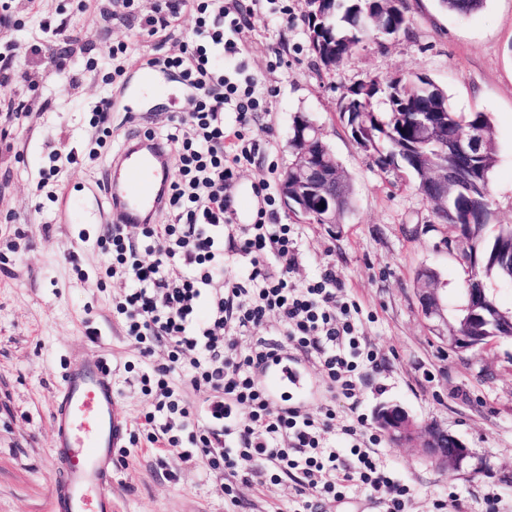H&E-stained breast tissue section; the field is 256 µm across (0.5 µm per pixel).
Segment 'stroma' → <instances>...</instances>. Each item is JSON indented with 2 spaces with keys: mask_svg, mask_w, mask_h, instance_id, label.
<instances>
[{
  "mask_svg": "<svg viewBox=\"0 0 512 512\" xmlns=\"http://www.w3.org/2000/svg\"><path fill=\"white\" fill-rule=\"evenodd\" d=\"M112 7L113 0H12V18L0 25V47H15L13 70L29 75L0 86V512H54L57 465L48 416L76 353L102 360L129 427L108 487L114 512H294L291 479L241 485L234 508L224 501L223 467L185 460L189 442L148 441L143 416L150 399L140 383L139 346L112 313L126 284L106 274L109 227L70 223L62 210L64 197L79 198L97 186L133 132L164 129L172 111L190 108V91L174 75L158 74L152 94L132 103L144 118L115 109L111 137L97 159L89 158L91 106L108 87L113 46L138 43L122 60L130 84L155 47L139 22L154 0H136V18L126 25L106 18ZM405 7L408 33L365 41L326 72L314 65L306 0H260L240 40L248 73L272 92L267 111L247 131L265 150L241 171L235 193H253L264 181L277 184L293 159L295 116L302 112L316 123L349 176L353 209L333 228L291 221L281 207L276 220L299 234L296 284L335 270L343 297L361 308L360 333L377 350L379 365L367 370L353 407L303 362L314 385L308 409L330 406L344 416L354 408L370 420L379 405L393 402L466 443L471 455L462 467L441 471L417 449L380 439L381 460L411 488L408 512H430L438 498L449 501L444 512H484L490 495L497 512H512V338L464 354L449 349L446 324L460 313L469 269L445 247L448 229L435 223L412 177L380 170L340 112L343 91L366 76L419 72L444 87L456 111L488 113L497 153L495 221L512 224V0H486L466 17L438 0H405ZM44 20L51 23L50 40L69 49L65 70L35 49ZM71 150L78 155L73 164L65 160ZM53 165L61 169L58 186L38 189L40 172ZM424 267L439 274L448 302L443 319L420 311L414 280Z\"/></svg>",
  "mask_w": 512,
  "mask_h": 512,
  "instance_id": "35a3bbf8",
  "label": "stroma"
}]
</instances>
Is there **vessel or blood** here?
<instances>
[{"mask_svg": "<svg viewBox=\"0 0 512 512\" xmlns=\"http://www.w3.org/2000/svg\"><path fill=\"white\" fill-rule=\"evenodd\" d=\"M103 181L110 209L74 204L77 222L111 215L123 224L156 219L169 181L165 150L136 135L107 166ZM52 451L59 462L56 506L59 512H112L106 491L115 451L124 447L127 426L119 418L112 383L101 362L82 358L65 375L61 399L50 415Z\"/></svg>", "mask_w": 512, "mask_h": 512, "instance_id": "1", "label": "vessel or blood"}]
</instances>
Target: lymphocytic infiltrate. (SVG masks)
<instances>
[{"label": "lymphocytic infiltrate", "mask_w": 512, "mask_h": 512, "mask_svg": "<svg viewBox=\"0 0 512 512\" xmlns=\"http://www.w3.org/2000/svg\"><path fill=\"white\" fill-rule=\"evenodd\" d=\"M193 14L192 34L178 52L152 53L146 66L176 72L194 95L189 112L171 115L156 138L167 149L176 176L166 188L161 220L109 228L111 277L128 289L116 304L128 336L144 357L165 346L168 361L148 367L142 390L152 398L145 417L150 442L171 446L173 416L191 432L197 457L221 458L224 498L240 502L239 487L280 484L295 478L298 512H321L341 502L349 484L380 498L386 512H405L410 487L388 469L376 451L378 439L363 418L337 424L332 408L314 414L288 395L277 396L259 381V370L292 348L313 358L331 389L353 398L362 365L376 366L378 354L356 334L355 302L340 296L335 271L298 287V239L276 221L269 183L258 187L263 204L251 223H238L234 189L241 169L262 146L246 128L266 111L267 95L254 78L231 82L220 60L240 52L238 39L255 15L243 0H156L143 28L163 44L173 39L184 14ZM240 256L235 276L224 273L225 254ZM282 327V340L261 337L269 321ZM202 397L196 412L175 382ZM246 411L238 420V411ZM340 433V442L329 441Z\"/></svg>", "instance_id": "obj_1"}]
</instances>
